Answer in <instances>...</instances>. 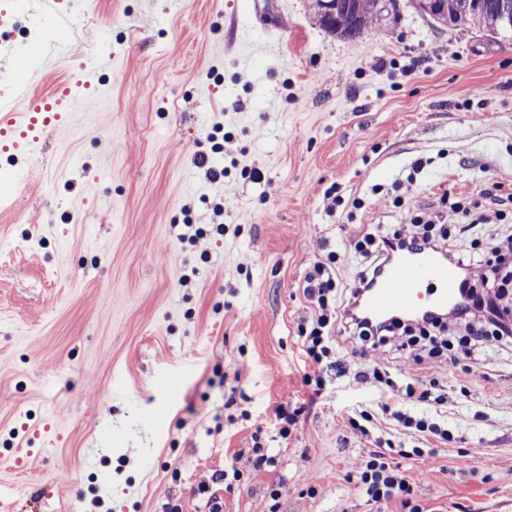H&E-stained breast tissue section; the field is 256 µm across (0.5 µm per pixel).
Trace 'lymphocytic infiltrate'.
<instances>
[{
  "instance_id": "f902f5d3",
  "label": "lymphocytic infiltrate",
  "mask_w": 512,
  "mask_h": 512,
  "mask_svg": "<svg viewBox=\"0 0 512 512\" xmlns=\"http://www.w3.org/2000/svg\"><path fill=\"white\" fill-rule=\"evenodd\" d=\"M472 225L444 224L439 212L429 214L404 211L401 223L378 228L354 237V251L364 268L352 286L340 285L335 253L317 262L306 274L302 293L310 304L311 318L302 319L298 337L312 366L305 374V385L322 389L323 372L336 355L335 332H342L357 349L373 380L391 384L385 363L394 351L408 352L415 364L447 363L455 347L465 349L500 346L512 340V266L505 262L512 256V235L490 250L474 255L457 249L456 242L466 236ZM438 251L456 265L462 274L461 300L456 310L434 312L420 317L391 319L370 323L356 305L362 292L372 286L386 268L391 254L411 249ZM392 420L402 430L412 431L417 448L408 458L424 456V447L432 439H447L448 431L425 416L396 408ZM391 448L374 451L368 458L352 462L347 473L368 500L382 503L394 499L409 503L414 492L411 478L393 461Z\"/></svg>"
}]
</instances>
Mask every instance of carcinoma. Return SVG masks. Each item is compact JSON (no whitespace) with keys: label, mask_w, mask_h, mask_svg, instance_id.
Listing matches in <instances>:
<instances>
[{"label":"carcinoma","mask_w":512,"mask_h":512,"mask_svg":"<svg viewBox=\"0 0 512 512\" xmlns=\"http://www.w3.org/2000/svg\"><path fill=\"white\" fill-rule=\"evenodd\" d=\"M335 16L327 12L324 0H314V19L324 31L347 40L360 38L386 11V3L394 0H334ZM426 0H412L414 8L435 24L443 27L467 28L477 26L492 34L512 31V21L500 22L502 13L512 18V0H435L426 10Z\"/></svg>","instance_id":"cac0c4a2"}]
</instances>
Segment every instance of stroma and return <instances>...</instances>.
<instances>
[{"instance_id": "obj_1", "label": "stroma", "mask_w": 512, "mask_h": 512, "mask_svg": "<svg viewBox=\"0 0 512 512\" xmlns=\"http://www.w3.org/2000/svg\"><path fill=\"white\" fill-rule=\"evenodd\" d=\"M311 3L0 0L11 59L51 50L40 93L86 65L105 90L18 159L0 207V449L18 458L0 494L15 512H210L198 486L222 470V512L274 489L278 512H410L347 479L374 446L340 422L368 409L385 430L384 405L426 408L343 352L312 394L300 284L331 251L352 284V237L400 220L372 204L328 216L331 185L364 198L380 184L432 211L512 188V32L442 28L397 0L347 41ZM218 124L230 137L214 154ZM200 152L225 181L205 178ZM189 223L205 237L184 239ZM458 366L470 381L440 417L451 439L410 464L415 504L512 512V345ZM286 402L302 412L284 438L272 411Z\"/></svg>"}]
</instances>
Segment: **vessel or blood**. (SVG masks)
Masks as SVG:
<instances>
[{
    "label": "vessel or blood",
    "mask_w": 512,
    "mask_h": 512,
    "mask_svg": "<svg viewBox=\"0 0 512 512\" xmlns=\"http://www.w3.org/2000/svg\"><path fill=\"white\" fill-rule=\"evenodd\" d=\"M102 87L91 73L68 78L53 95L32 93L27 79L15 81L10 97L0 100V153L34 156L40 134L71 123L78 105L97 106ZM459 275L438 252L423 249L398 255L360 297V311L380 323L394 314L442 310L458 300Z\"/></svg>",
    "instance_id": "1"
}]
</instances>
